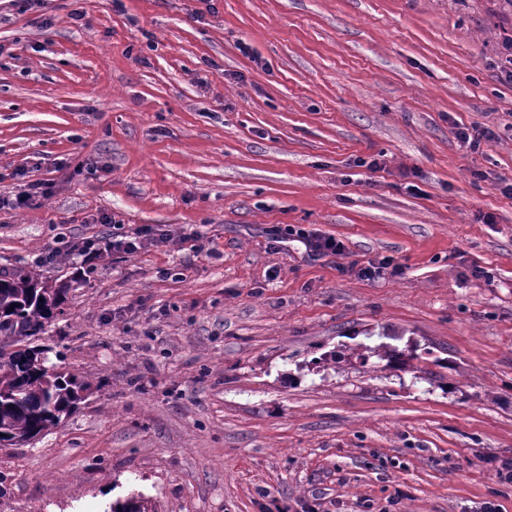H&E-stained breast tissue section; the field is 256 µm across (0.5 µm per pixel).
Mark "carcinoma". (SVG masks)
I'll use <instances>...</instances> for the list:
<instances>
[{"label": "carcinoma", "instance_id": "carcinoma-1", "mask_svg": "<svg viewBox=\"0 0 512 512\" xmlns=\"http://www.w3.org/2000/svg\"><path fill=\"white\" fill-rule=\"evenodd\" d=\"M67 290L27 268L0 272V342L14 347L0 359V447L31 444L78 408L85 383L48 364L32 341L45 333Z\"/></svg>", "mask_w": 512, "mask_h": 512}]
</instances>
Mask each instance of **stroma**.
<instances>
[{
  "label": "stroma",
  "mask_w": 512,
  "mask_h": 512,
  "mask_svg": "<svg viewBox=\"0 0 512 512\" xmlns=\"http://www.w3.org/2000/svg\"><path fill=\"white\" fill-rule=\"evenodd\" d=\"M510 40L512 0H0V197L52 184L0 272L67 288L87 384L0 512H512ZM270 236L271 241L278 245L288 241V236H295L297 237L296 241L303 243L313 257L336 255L344 250L343 242L337 240L336 237L326 236L319 233V231L306 230L305 228H290V225L284 229H273ZM119 237H112V241L105 243V246L112 248V251L133 254L141 250L147 243L158 247L167 246L172 241L169 234L162 229H149L134 233L133 236Z\"/></svg>",
  "instance_id": "35a3bbf8"
}]
</instances>
